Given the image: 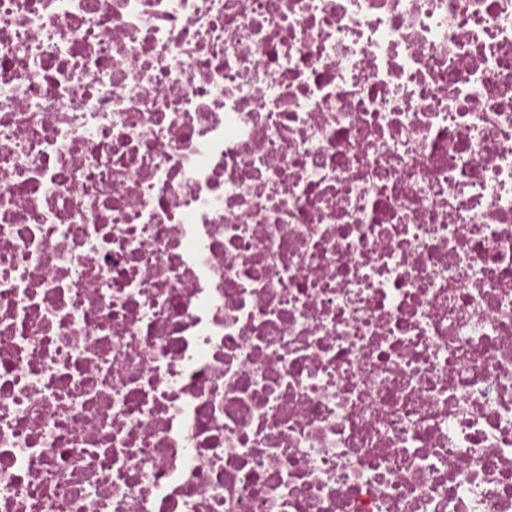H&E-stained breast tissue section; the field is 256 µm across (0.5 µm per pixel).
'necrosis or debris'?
I'll list each match as a JSON object with an SVG mask.
<instances>
[{
	"label": "necrosis or debris",
	"instance_id": "1",
	"mask_svg": "<svg viewBox=\"0 0 512 512\" xmlns=\"http://www.w3.org/2000/svg\"><path fill=\"white\" fill-rule=\"evenodd\" d=\"M0 512H512V0H0Z\"/></svg>",
	"mask_w": 512,
	"mask_h": 512
}]
</instances>
